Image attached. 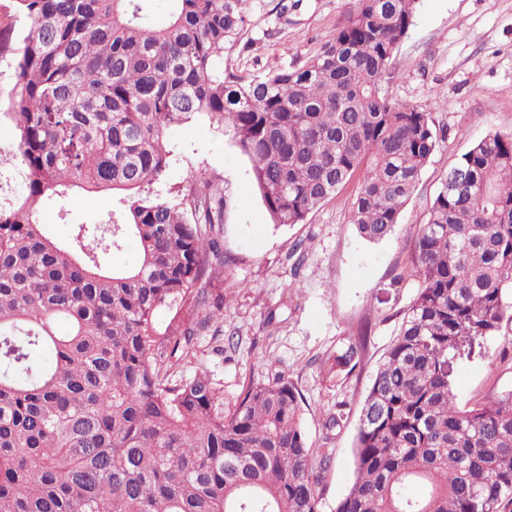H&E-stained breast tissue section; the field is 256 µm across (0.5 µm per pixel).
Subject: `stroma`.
Listing matches in <instances>:
<instances>
[{"label": "stroma", "mask_w": 512, "mask_h": 512, "mask_svg": "<svg viewBox=\"0 0 512 512\" xmlns=\"http://www.w3.org/2000/svg\"><path fill=\"white\" fill-rule=\"evenodd\" d=\"M349 0H247L245 23L224 63L244 76L300 66L316 56L345 22ZM24 23L12 0H0V99L12 88L9 63L21 45ZM396 101L429 113L441 144L418 188L403 207L393 235L374 244L348 221L353 186L314 210L305 223L277 225L253 181L251 163L230 128L198 115L164 136L173 163L160 192L182 185L187 173L222 180L224 252L235 265L224 284L219 333L199 341L196 359L182 374L210 372L233 401L269 369L288 375L301 390L304 430L312 448H331L328 469H315L319 512H336L354 478L353 454L361 404L419 284L407 276L416 225L425 223L449 166L486 135L512 132V0H419L414 22L393 57L387 84ZM111 196L73 192L39 203L48 236L64 242L77 222L111 210ZM368 325L363 363L345 381L326 374L336 347ZM454 389L470 406L512 389V328L484 342L483 356L459 361ZM346 402L340 428L324 423Z\"/></svg>", "instance_id": "1"}]
</instances>
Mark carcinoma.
<instances>
[{
  "label": "carcinoma",
  "instance_id": "cac0c4a2",
  "mask_svg": "<svg viewBox=\"0 0 512 512\" xmlns=\"http://www.w3.org/2000/svg\"><path fill=\"white\" fill-rule=\"evenodd\" d=\"M25 19L0 123L23 193L0 199V512H318L304 398L282 372L224 408L202 370L177 374L224 318V189L191 173L162 196L165 131L230 125L274 223L302 224L354 178L358 235L391 236L439 142L430 114L386 90L417 0H351L301 66H224L246 0H12ZM120 192L58 243L36 205ZM135 242L140 262L105 259ZM419 292L360 410L355 478L336 512H504L512 390L457 403L453 365L512 323V133L448 168L413 240ZM170 313L157 322L160 311ZM346 378L363 341L329 358ZM420 484V497L409 493Z\"/></svg>",
  "mask_w": 512,
  "mask_h": 512
}]
</instances>
